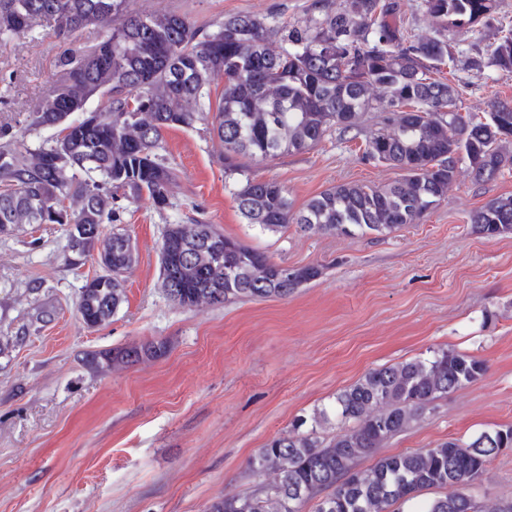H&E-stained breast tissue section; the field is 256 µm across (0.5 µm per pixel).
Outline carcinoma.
<instances>
[{"instance_id":"cac0c4a2","label":"carcinoma","mask_w":512,"mask_h":512,"mask_svg":"<svg viewBox=\"0 0 512 512\" xmlns=\"http://www.w3.org/2000/svg\"><path fill=\"white\" fill-rule=\"evenodd\" d=\"M424 7L436 28L416 38L397 25L394 0H351L349 9L322 0V19L288 27L233 15L209 32L175 12H133L129 0H0L1 41L44 21L63 41L87 27L105 32L93 52L59 55L55 84L24 129L0 126V234L57 224L55 212H71L68 249L79 258L97 253L105 270L82 288L78 312L91 328L106 323L125 298L122 273L135 262L129 236L100 238L101 224L120 220L113 191L165 208L173 173L158 153L163 132L208 114L231 176L240 156L304 152L333 126L351 129L360 112L384 113L387 127L366 141L364 154L399 170L395 182L339 184L295 211L277 182L248 177L236 192L238 209L262 232L295 224L310 233L387 235L418 223L446 196L459 164L477 182L512 164L501 150L512 140V102L496 99L483 116L466 118L456 109L457 87L432 77L452 56L445 31L495 19L497 0H424ZM273 41L281 44L277 52ZM469 66L512 72V28ZM218 75L224 91L213 110ZM94 98L101 105L90 109ZM76 112L82 117L71 119ZM44 129L50 137L25 144L26 133ZM67 129L62 145L57 136ZM470 221L486 237L511 234L512 196L488 201ZM320 275L314 265L273 263L210 224H172L162 238L161 285L181 307L286 298ZM163 350L152 343L141 352L116 351L111 361ZM485 371L483 361L453 350L369 371L317 410L309 429L296 427L258 449L249 467L272 481L219 499L209 512H302L310 501L314 512H393L448 486L451 494L426 499L420 512H482L469 486L500 449L512 448V426L382 456L365 470L358 465L436 399ZM332 420L338 431L326 436L323 425Z\"/></svg>"}]
</instances>
